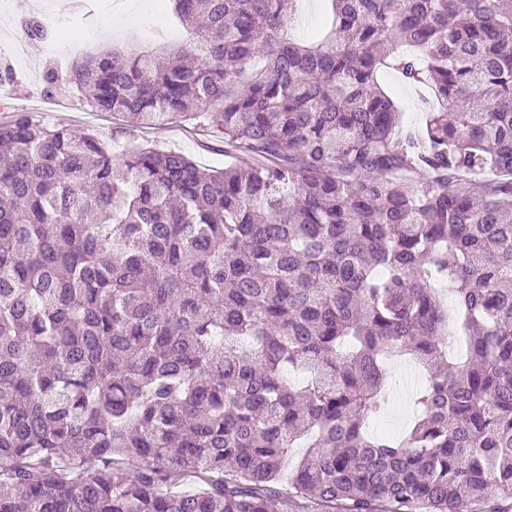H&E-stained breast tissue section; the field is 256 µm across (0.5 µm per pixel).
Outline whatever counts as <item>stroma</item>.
I'll use <instances>...</instances> for the list:
<instances>
[{"instance_id":"35a3bbf8","label":"stroma","mask_w":512,"mask_h":512,"mask_svg":"<svg viewBox=\"0 0 512 512\" xmlns=\"http://www.w3.org/2000/svg\"><path fill=\"white\" fill-rule=\"evenodd\" d=\"M114 0H0V55L14 65L19 81L7 85L6 97H0V123L18 112L34 113L48 125H65L76 130H94L112 136L114 151H121L126 142L120 128L122 119L112 114L96 111L75 91L47 93L45 74L57 63L44 50L35 46L26 34L22 22L28 17L49 21L74 19L90 25L96 18L112 24ZM329 0H299L296 20L289 28L292 39L306 42L324 32L330 22ZM121 30L113 37L114 49L124 53L141 51L148 44V32L163 31L170 47L183 45L188 32L174 13L172 0H128V8L121 20ZM382 88L393 97L401 109V128L406 133H419L426 123L428 92L424 87L407 83L399 71L389 67L378 76ZM140 143L159 145L183 153L200 166L220 169L236 164H253L250 154L235 150L224 141L223 134L211 129H198L189 121H178L159 128H148L138 133ZM390 385L386 391V412L369 419L370 433L387 432L403 434L412 420V408L422 379L416 378V370L406 359L387 364Z\"/></svg>"}]
</instances>
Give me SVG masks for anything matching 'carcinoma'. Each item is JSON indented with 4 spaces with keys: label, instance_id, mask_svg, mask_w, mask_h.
<instances>
[{
    "label": "carcinoma",
    "instance_id": "1",
    "mask_svg": "<svg viewBox=\"0 0 512 512\" xmlns=\"http://www.w3.org/2000/svg\"><path fill=\"white\" fill-rule=\"evenodd\" d=\"M330 2L305 45L294 0H175L187 47L46 73L250 167L0 124V512H288L302 439L290 483L326 512L512 500V0ZM389 58L439 102L419 136ZM395 355L418 415L371 436ZM138 141L147 145H159L183 153L200 166L223 169L224 165H252L250 154L235 150L224 141V135L213 129H198L191 121H177L159 128L139 130Z\"/></svg>",
    "mask_w": 512,
    "mask_h": 512
}]
</instances>
